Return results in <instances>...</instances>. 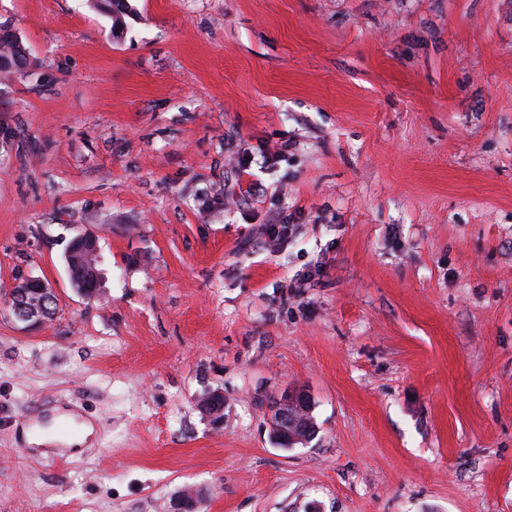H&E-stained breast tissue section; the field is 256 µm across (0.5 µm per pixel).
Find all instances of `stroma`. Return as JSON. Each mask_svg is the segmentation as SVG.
Returning a JSON list of instances; mask_svg holds the SVG:
<instances>
[{
  "mask_svg": "<svg viewBox=\"0 0 512 512\" xmlns=\"http://www.w3.org/2000/svg\"><path fill=\"white\" fill-rule=\"evenodd\" d=\"M106 2L0 0V512H512V0ZM15 56H21L27 66L26 48L11 28L0 25V60L2 58L11 60ZM45 312L49 315V319L56 313L57 298L54 301L44 304ZM10 312L12 316L18 321L27 324L30 327H37L45 324L49 319L44 318L31 311L25 304L15 302L11 304ZM308 401L305 394L294 391L277 399L272 405L273 417L277 425H272V434L279 445H288V436L297 441V436L289 433L288 428L294 429L299 421L298 414H302L303 406ZM274 429V431H273Z\"/></svg>",
  "mask_w": 512,
  "mask_h": 512,
  "instance_id": "obj_1",
  "label": "stroma"
}]
</instances>
